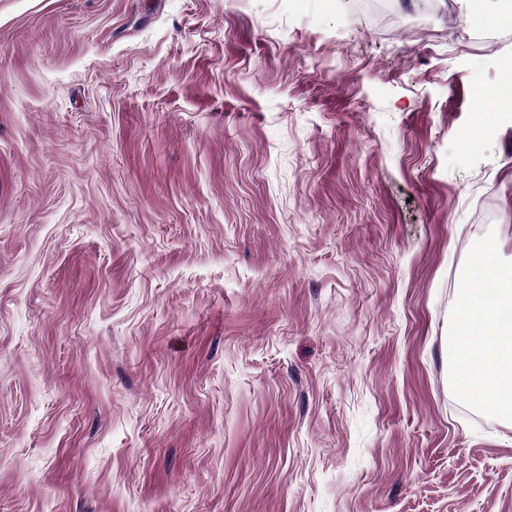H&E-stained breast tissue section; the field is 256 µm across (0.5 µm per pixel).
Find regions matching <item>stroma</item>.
Returning <instances> with one entry per match:
<instances>
[{
  "label": "stroma",
  "mask_w": 512,
  "mask_h": 512,
  "mask_svg": "<svg viewBox=\"0 0 512 512\" xmlns=\"http://www.w3.org/2000/svg\"><path fill=\"white\" fill-rule=\"evenodd\" d=\"M391 2L0 0V512H512V26ZM474 270L495 282L494 296L473 281ZM463 286L450 344L454 385L480 408L512 419V322L501 318L505 308L512 309V265L502 264L496 244L475 253Z\"/></svg>",
  "instance_id": "1"
}]
</instances>
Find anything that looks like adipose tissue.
Wrapping results in <instances>:
<instances>
[{
  "mask_svg": "<svg viewBox=\"0 0 512 512\" xmlns=\"http://www.w3.org/2000/svg\"><path fill=\"white\" fill-rule=\"evenodd\" d=\"M472 267L495 282L496 293L487 296L472 277L463 280L450 344L453 382L480 408L512 418V323L501 318L512 309V266H504L489 243L475 253Z\"/></svg>",
  "mask_w": 512,
  "mask_h": 512,
  "instance_id": "1",
  "label": "adipose tissue"
}]
</instances>
